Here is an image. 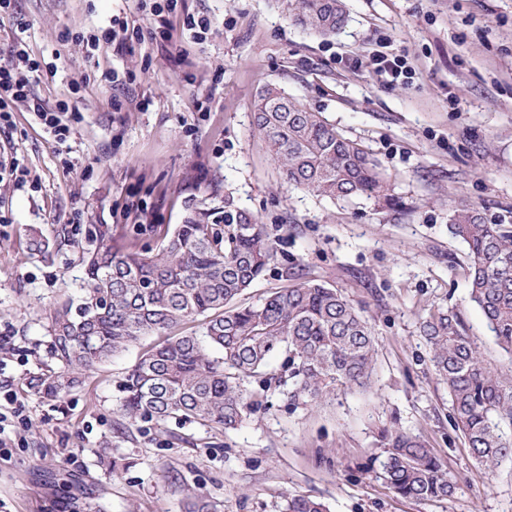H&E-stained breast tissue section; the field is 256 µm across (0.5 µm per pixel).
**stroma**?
Here are the masks:
<instances>
[{"label":"stroma","mask_w":512,"mask_h":512,"mask_svg":"<svg viewBox=\"0 0 512 512\" xmlns=\"http://www.w3.org/2000/svg\"><path fill=\"white\" fill-rule=\"evenodd\" d=\"M139 3L17 0L22 34L16 18L0 19V65L23 38L31 57L57 68L38 97H69L79 110L62 144L24 111L0 133V160L26 171L23 185L0 183V335L13 343L0 350V383L25 416L10 454H0V512L97 503L185 512L197 495L215 512H285L291 494L321 499L329 512H512V460L493 474L472 458L421 328L431 311L455 312L488 359L501 360L468 300L467 246L448 225L461 205L512 224V0H345L347 21L328 37L295 25L277 0H184L166 46L110 42L88 56L82 34L110 16L147 30ZM188 13L209 19L205 41L184 30ZM381 53L405 56L411 83L375 73ZM111 69L126 85L104 80ZM269 84L361 144L387 197L334 201L288 189L254 126L252 102ZM228 200L258 218L276 250L240 304H259L294 274L336 288L373 326L370 387L299 404L272 390L227 432L176 418L133 423L118 385L150 336L64 399L25 387L30 375L62 368L49 310L79 289L80 257L97 231L154 252L189 209L220 211ZM35 230L55 244L50 261L28 255ZM388 427L433 448L455 482L451 497L406 499L346 472ZM71 452L78 464L67 463Z\"/></svg>","instance_id":"1"}]
</instances>
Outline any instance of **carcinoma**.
Returning a JSON list of instances; mask_svg holds the SVG:
<instances>
[{
	"label": "carcinoma",
	"instance_id": "cac0c4a2",
	"mask_svg": "<svg viewBox=\"0 0 512 512\" xmlns=\"http://www.w3.org/2000/svg\"><path fill=\"white\" fill-rule=\"evenodd\" d=\"M278 2L294 24L319 36L336 33L345 22L343 0ZM253 112L288 187L334 200L386 196V181L362 146L280 86L264 87ZM450 229L468 248L470 301L508 361L492 365L455 314L429 315L422 331L434 374L447 385L455 427L473 458L493 472L512 458V224L489 222L478 209L462 207L453 212ZM53 247L39 234L29 240L30 254L41 258ZM273 257L263 225L228 201L220 217L209 209L190 210L152 256L133 242L116 248L112 236L101 235L83 256L79 296L55 303L50 314L53 352L68 372L38 373L26 379V388L63 398L78 374L150 335L166 339L144 349L120 384L122 410L132 421L177 416L234 430L280 382L270 371L275 356L282 357L294 402L338 387L368 386L374 331L337 289L302 279L258 305H236ZM199 317L200 330L185 328ZM251 379L260 390L244 388ZM355 469L418 501L446 499L455 490L426 441L400 428L381 431L378 450ZM287 512L327 508L309 496L291 495Z\"/></svg>",
	"mask_w": 512,
	"mask_h": 512
}]
</instances>
